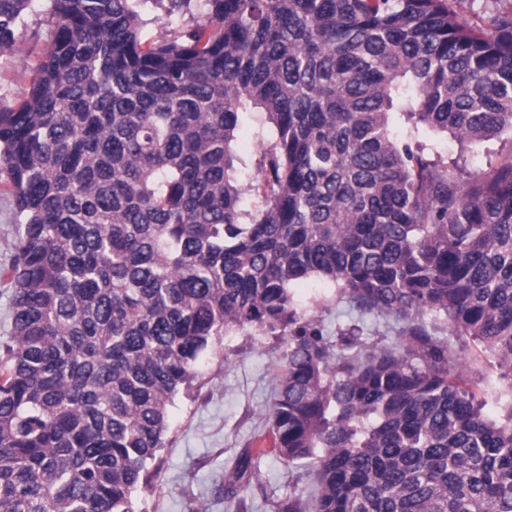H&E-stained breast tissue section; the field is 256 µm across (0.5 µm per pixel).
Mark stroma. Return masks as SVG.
<instances>
[{"instance_id":"stroma-1","label":"stroma","mask_w":512,"mask_h":512,"mask_svg":"<svg viewBox=\"0 0 512 512\" xmlns=\"http://www.w3.org/2000/svg\"><path fill=\"white\" fill-rule=\"evenodd\" d=\"M51 39V26L43 0H37L13 47L0 53V99L15 102L26 97L33 70ZM393 131L398 139L424 149L444 163L460 162L467 170L489 169L512 153V134L466 150L454 139L416 130L403 117H396ZM271 139L265 117L259 112L245 116L238 131L236 151L244 162L242 183L253 178V166ZM17 234L11 196L0 177V347L11 334L13 290L8 271ZM300 313L314 316L328 334L362 322L366 333L395 340L386 320L361 318L342 299L336 288L311 278L294 289ZM437 336L462 352V375L479 386L486 417L502 419L512 405V383L500 377L471 339L456 335L436 323ZM283 343L275 336L253 329L233 330L214 343L197 367L189 389L180 391L170 409L171 425L165 446L148 466L146 487L137 493L140 512H231L224 499V475L230 472L243 450L257 455L254 477L240 495L251 512H272L271 501L291 494H305L313 479L308 472L279 460L272 451L267 422L276 386V365Z\"/></svg>"}]
</instances>
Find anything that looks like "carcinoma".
I'll return each mask as SVG.
<instances>
[{
    "label": "carcinoma",
    "instance_id": "1",
    "mask_svg": "<svg viewBox=\"0 0 512 512\" xmlns=\"http://www.w3.org/2000/svg\"><path fill=\"white\" fill-rule=\"evenodd\" d=\"M28 96L0 102L16 214L0 356V512H138L170 407L214 340L284 337L272 451L312 471L275 512H512V409L482 413L443 321L512 381V154L450 169L394 115L460 148L512 132V8L460 0H48ZM33 0H0V51ZM273 141L242 205L234 150ZM319 278L395 342L298 312ZM244 450L224 475L237 502ZM271 139L265 117L261 112H248L243 125L238 131L236 151L247 164L239 169V179L248 184L253 178V166L260 153L267 147Z\"/></svg>",
    "mask_w": 512,
    "mask_h": 512
}]
</instances>
